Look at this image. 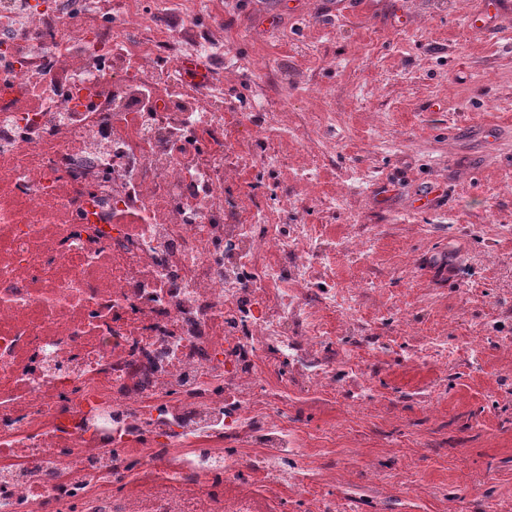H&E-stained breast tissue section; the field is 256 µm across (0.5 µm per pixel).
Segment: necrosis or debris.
Masks as SVG:
<instances>
[{
	"mask_svg": "<svg viewBox=\"0 0 512 512\" xmlns=\"http://www.w3.org/2000/svg\"><path fill=\"white\" fill-rule=\"evenodd\" d=\"M210 2L0 0V512H337L276 390L336 385L311 236L234 185Z\"/></svg>",
	"mask_w": 512,
	"mask_h": 512,
	"instance_id": "4bbe7bcc",
	"label": "necrosis or debris"
}]
</instances>
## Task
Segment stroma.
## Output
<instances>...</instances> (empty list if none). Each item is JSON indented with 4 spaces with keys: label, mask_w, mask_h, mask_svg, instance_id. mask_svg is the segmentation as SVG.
I'll return each mask as SVG.
<instances>
[{
    "label": "stroma",
    "mask_w": 512,
    "mask_h": 512,
    "mask_svg": "<svg viewBox=\"0 0 512 512\" xmlns=\"http://www.w3.org/2000/svg\"><path fill=\"white\" fill-rule=\"evenodd\" d=\"M222 2L227 109L277 128L255 183L315 225L308 298L338 302L335 390L286 391L311 492L512 512V0Z\"/></svg>",
    "instance_id": "obj_1"
}]
</instances>
